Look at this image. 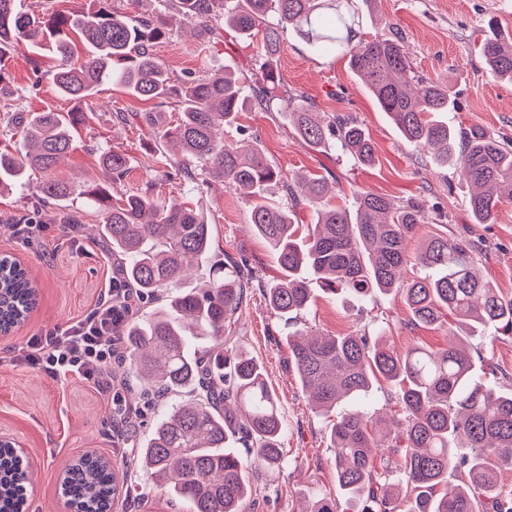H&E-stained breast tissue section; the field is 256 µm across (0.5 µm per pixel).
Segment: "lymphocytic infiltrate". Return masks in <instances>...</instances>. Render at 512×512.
<instances>
[{"mask_svg": "<svg viewBox=\"0 0 512 512\" xmlns=\"http://www.w3.org/2000/svg\"><path fill=\"white\" fill-rule=\"evenodd\" d=\"M141 302L136 289L110 277L90 312L65 327L28 337L9 351V361L56 380H77L100 395L111 394L117 420L132 421L139 410L121 396L125 385L120 371L121 333Z\"/></svg>", "mask_w": 512, "mask_h": 512, "instance_id": "obj_1", "label": "lymphocytic infiltrate"}]
</instances>
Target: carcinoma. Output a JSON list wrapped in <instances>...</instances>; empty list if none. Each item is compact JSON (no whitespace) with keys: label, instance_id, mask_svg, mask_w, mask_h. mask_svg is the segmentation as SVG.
<instances>
[{"label":"carcinoma","instance_id":"cac0c4a2","mask_svg":"<svg viewBox=\"0 0 512 512\" xmlns=\"http://www.w3.org/2000/svg\"><path fill=\"white\" fill-rule=\"evenodd\" d=\"M87 0L67 12L42 16L22 11L17 0H0V56L27 43L53 53L52 81L65 98L85 100L110 82L143 100L176 99L178 118L164 112H129L122 124L139 123L160 133L159 151L170 167L195 180H218L252 200L250 226L272 250L284 277L266 286L272 310L284 326L309 310L311 284L336 297L362 303L376 294H402L415 322L441 325L449 318L472 328L485 324L493 339L512 338V298H504L476 267L470 243L451 235L427 238L414 260L432 270L405 277L408 244L423 221L426 201L396 203L368 191L353 208L330 204L324 178L295 173L286 177L250 144L228 145L220 129L236 122L251 103L268 112H286L308 144L330 142L362 163L374 145L349 115L320 116L303 100L285 103L271 69L248 76L218 71L176 84L154 54L155 42L169 34L167 14L202 27L215 41L224 26L241 37L261 36L257 56L280 51L281 33L292 29L325 54L349 57L351 68L379 108L407 142L428 147L440 168L453 166L472 188L469 208L481 224L512 203V147L476 128L462 134L443 113L455 108L445 80L415 73L401 39H357L360 18L353 0H157L155 15L140 11L143 0ZM86 49L77 52L70 34ZM480 55L491 74L512 81V34L497 20L487 22ZM19 93L0 74V103L11 109ZM84 114L53 110L24 117L12 113L5 125L22 128L21 144L0 152V186L30 189L27 175L39 172L35 195L55 208L71 199L69 183L53 175L76 148ZM201 164V173L182 169L181 157ZM102 181L82 191L106 214L101 238L121 263L126 284L164 301L148 319L124 329L127 371L143 389L166 398L148 439L132 443L121 467L85 454L68 466L62 494L76 512H112L119 469L135 467L159 479L171 500L188 512H244L251 496L249 458L268 467L284 462L278 400L260 365L224 340L253 279L245 265L221 263L202 291L180 283L195 261L212 253L204 214L178 198H164L147 180L112 199L108 187L125 181L130 158L108 148L100 152ZM279 183L290 207L266 201L267 187ZM314 209V227L305 242L294 237L295 209ZM36 306V288L23 267L0 272V333L22 324ZM288 363L295 369L315 412L326 415L343 400L362 403L384 380L396 388L401 417L389 432L388 454L372 431L373 422L355 409L331 426V463L336 490L351 512H512V493L497 487V472L512 468V392L488 389L473 379L472 357L461 345L443 350L414 346L399 352L365 333L344 336L313 331L288 334ZM456 474L460 481L448 482ZM26 473L19 458L0 447V512L23 508Z\"/></svg>","mask_w":512,"mask_h":512}]
</instances>
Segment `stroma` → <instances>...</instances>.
Masks as SVG:
<instances>
[{"mask_svg":"<svg viewBox=\"0 0 512 512\" xmlns=\"http://www.w3.org/2000/svg\"><path fill=\"white\" fill-rule=\"evenodd\" d=\"M360 16L359 36L403 39L415 72L444 79L457 103L447 115L449 126L459 131L480 128L502 141H512V83L493 77L485 68L477 46L489 19L512 32V0H354ZM154 52L173 77H201L231 66L237 72L258 69L261 61L255 42L225 30L221 41L201 43L191 26L174 23L168 37ZM50 54L21 47L6 50L0 68L7 72L20 97L15 106L31 112L80 109L86 115L77 138L80 149L58 168L57 175L76 186L97 180L95 147L123 150L132 167L126 181L112 188L119 196L154 179L163 196L191 201L206 213L213 228L216 254L190 272L189 287L212 277L218 256L229 254L246 260L259 282L252 289L227 334L232 343L262 365L270 388L279 400L284 464L274 469L249 462L247 476L252 495L247 512H297L298 508L326 496L336 497V474L331 464L328 417L311 410L299 380L288 364L283 323L269 306L262 284L282 278L283 272L268 245L249 228L250 206L245 195L219 181L200 183L186 179L161 161L158 140L148 127L121 125L116 112H136L145 104L112 83L98 94L76 103L61 97L50 72ZM272 66L280 78L283 97L301 95L316 110L349 115L358 120L375 146L372 163L357 162L339 149L318 152L293 130L284 114L251 107L236 123L225 128L226 142L241 140L259 148L283 173L311 172L336 184V205H353L365 190L401 202L424 198L447 211L448 220L419 224L416 239L433 234L458 235L476 243L481 251L478 268L500 294L512 298V205L502 207L491 224L474 220L468 206V188L454 170L433 166L431 154L407 143L374 98L362 89L346 57L323 55L292 32H284ZM101 212L85 209L76 236L48 233L43 248L15 242L0 232V252L22 260L38 289L34 311L21 326L0 335V354L22 344L28 336L64 327L88 313L112 274L114 257L99 237ZM401 294H379L353 308L349 302L314 288L313 303L304 315L305 326L318 333L366 332L383 336L404 351L415 345L443 349L449 340L464 341L474 357L478 381L507 392L512 376V340H491L490 329L457 325H414ZM495 374H488L486 365ZM117 427L112 422L110 398L95 394L74 380H53L0 357V435L23 441L30 451L28 512H62L60 477L82 454L93 451L117 460ZM134 489L115 512H183L145 473L132 475Z\"/></svg>","mask_w":512,"mask_h":512,"instance_id":"stroma-1","label":"stroma"}]
</instances>
